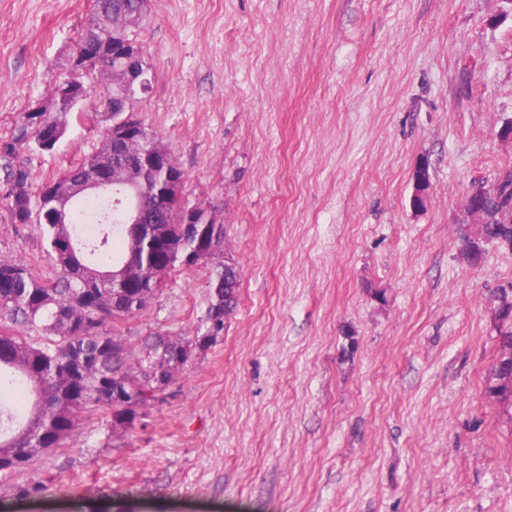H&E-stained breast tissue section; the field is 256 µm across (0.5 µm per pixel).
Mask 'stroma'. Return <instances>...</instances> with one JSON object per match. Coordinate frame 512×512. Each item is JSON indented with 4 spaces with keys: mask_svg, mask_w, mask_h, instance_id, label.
Masks as SVG:
<instances>
[{
    "mask_svg": "<svg viewBox=\"0 0 512 512\" xmlns=\"http://www.w3.org/2000/svg\"><path fill=\"white\" fill-rule=\"evenodd\" d=\"M93 0H0V136L68 76ZM138 118L241 268L224 334L133 425L84 414L0 475V512H512V418L489 398L512 252L462 249L463 204L512 161V0H149ZM95 99L34 182L93 154ZM428 165L424 204L415 175ZM0 256L51 267L0 206ZM210 268L114 326L189 334ZM42 483L37 497L20 487Z\"/></svg>",
    "mask_w": 512,
    "mask_h": 512,
    "instance_id": "1",
    "label": "stroma"
}]
</instances>
